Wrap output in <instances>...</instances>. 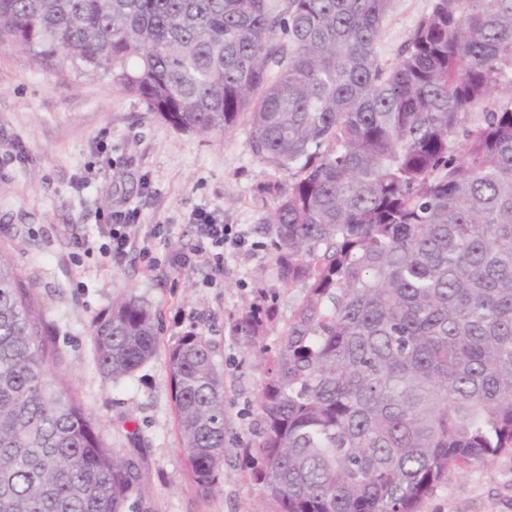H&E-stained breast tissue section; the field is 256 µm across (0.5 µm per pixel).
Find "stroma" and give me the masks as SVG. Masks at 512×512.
Masks as SVG:
<instances>
[{"instance_id":"obj_1","label":"stroma","mask_w":512,"mask_h":512,"mask_svg":"<svg viewBox=\"0 0 512 512\" xmlns=\"http://www.w3.org/2000/svg\"><path fill=\"white\" fill-rule=\"evenodd\" d=\"M431 0H391L377 45L393 65ZM288 178L252 150L249 118L203 137L147 112L106 75L73 67L46 71L0 48V249L37 285L43 319L65 359V378L104 438L134 454L142 481L126 512H256L246 449L260 432L258 396L264 365L257 345L235 330L241 313L263 302L274 309L264 345L275 347L304 294L273 275L261 232L272 206L267 188ZM205 210L234 225L243 245L224 249V271L174 268L194 243L190 217ZM129 214L133 238L161 225L147 269L138 250L121 265L84 254L78 238L95 235L99 216ZM132 294L157 313L158 346L133 375L115 381L99 370L93 320L116 297ZM203 334L224 376V461L219 485L197 493L177 428L168 349L187 333ZM416 512H512V452L473 468L449 467Z\"/></svg>"}]
</instances>
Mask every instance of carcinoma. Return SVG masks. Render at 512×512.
<instances>
[{
	"label": "carcinoma",
	"mask_w": 512,
	"mask_h": 512,
	"mask_svg": "<svg viewBox=\"0 0 512 512\" xmlns=\"http://www.w3.org/2000/svg\"><path fill=\"white\" fill-rule=\"evenodd\" d=\"M391 0H0V48L103 73L174 128L249 116L288 175L262 232L305 292L261 346L251 478L263 512H415L451 466L512 449V0H432L395 64ZM36 284L0 254V512H125L137 459L52 366ZM236 331L264 333L251 306ZM132 294L91 325L114 380L155 353ZM189 475L224 456V378L205 336L169 350Z\"/></svg>",
	"instance_id": "obj_1"
}]
</instances>
